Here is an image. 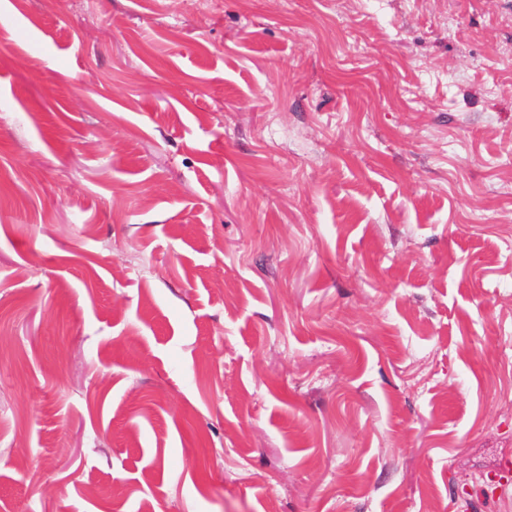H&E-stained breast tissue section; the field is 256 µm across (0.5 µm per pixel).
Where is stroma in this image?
<instances>
[{"label": "stroma", "instance_id": "stroma-1", "mask_svg": "<svg viewBox=\"0 0 512 512\" xmlns=\"http://www.w3.org/2000/svg\"><path fill=\"white\" fill-rule=\"evenodd\" d=\"M0 512H512V0H0Z\"/></svg>", "mask_w": 512, "mask_h": 512}]
</instances>
